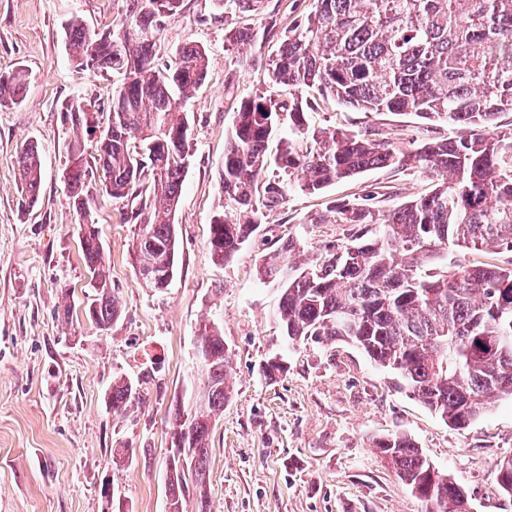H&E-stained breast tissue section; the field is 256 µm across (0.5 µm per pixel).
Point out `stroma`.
<instances>
[{
	"instance_id": "stroma-1",
	"label": "stroma",
	"mask_w": 512,
	"mask_h": 512,
	"mask_svg": "<svg viewBox=\"0 0 512 512\" xmlns=\"http://www.w3.org/2000/svg\"><path fill=\"white\" fill-rule=\"evenodd\" d=\"M183 2L160 31L161 50L192 40L208 49L212 67L185 103L194 156L175 219L177 268L168 288L145 286L132 258L136 227L123 223L118 203L90 176L122 307L102 332L84 313L93 290L62 181L67 136L58 106L78 94L108 101L114 79L78 73L63 25L76 16L89 30L111 29L123 0H0V72L21 64L30 73L22 105L0 108V512H166L172 411L189 404L187 389L198 378L195 341L209 320L224 330L234 389L211 431L212 512H426L370 446L372 437L396 430L469 492L474 512H512L496 481L497 463L512 455V398L452 430L354 346L289 343L274 315L278 286L255 272L270 238L291 234L317 248L338 243L339 226L307 221L330 201L372 192L386 213L426 192L430 180L375 169L320 195L294 191L266 212L229 263H213L207 239L225 133L241 98L287 97L269 84L266 63L314 0H263L262 13L249 17L232 0L220 7ZM242 26L253 40L230 45L229 33ZM307 119L315 128L379 129L403 147L425 135L414 115L332 103ZM29 141L40 148L42 181L37 205L26 209L17 155ZM274 356L287 361L288 372L269 381L260 367ZM119 376L144 381L140 403L122 416L106 404ZM118 448L133 452L126 465L116 462Z\"/></svg>"
}]
</instances>
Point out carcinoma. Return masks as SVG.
<instances>
[{"label": "carcinoma", "mask_w": 512, "mask_h": 512, "mask_svg": "<svg viewBox=\"0 0 512 512\" xmlns=\"http://www.w3.org/2000/svg\"><path fill=\"white\" fill-rule=\"evenodd\" d=\"M183 0H125L119 23L92 33L78 17L63 26L78 70L116 73L108 120L94 119L98 102L70 97L59 112L70 130L95 136L94 166L102 191L138 225L134 261L153 260L144 284L164 289L176 269L175 216L192 158L182 99L210 72L205 47L187 40L165 58L157 49L164 20ZM270 80L293 90L288 99H241L225 135L218 192L234 205L212 217L207 246L214 263L232 259L259 229L264 211L285 204L296 185L307 194L371 169L413 170L434 180L427 194L387 214L375 196L332 202L308 224L343 226L341 243L321 251L292 236L258 257V279L280 286L276 318L297 346L351 344L395 374L409 396L465 430L480 411L512 398V266H440L460 249L512 252V128L496 124L512 112V0H314L306 19L284 31L269 60ZM30 75L19 65L0 82V107L24 100ZM363 112L410 113L431 128L471 130L466 136H428L410 149L379 131L312 128L316 96ZM288 120L281 147L269 153L273 132ZM79 137L67 142L65 188L80 214L82 259L98 284L87 318L107 330L121 315L92 217L89 160ZM17 167L25 205L41 186L38 144L26 143ZM274 167L279 175L265 177ZM200 385L196 412L174 409L167 457L171 512H210L207 484L212 417L232 396L231 369L217 323L197 337ZM140 399L138 384L119 378L108 393L118 414ZM372 447L427 505V512H472L468 492L436 468L408 434L372 438ZM496 479L512 498V456Z\"/></svg>", "instance_id": "obj_1"}]
</instances>
